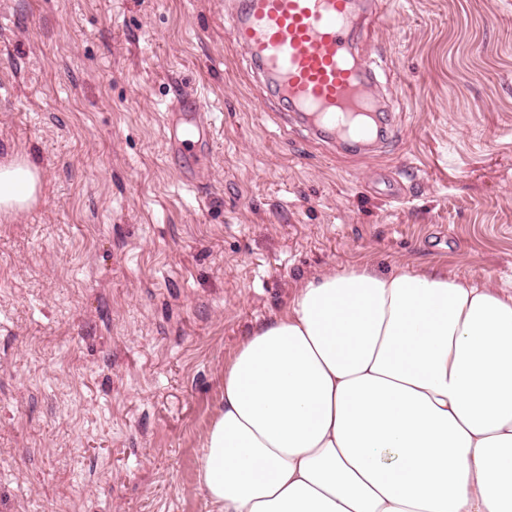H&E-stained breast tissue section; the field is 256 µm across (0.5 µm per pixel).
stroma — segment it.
Segmentation results:
<instances>
[{"label": "stroma", "instance_id": "35a3bbf8", "mask_svg": "<svg viewBox=\"0 0 512 512\" xmlns=\"http://www.w3.org/2000/svg\"><path fill=\"white\" fill-rule=\"evenodd\" d=\"M374 8L365 152L283 122L224 0H0V158L44 182L0 223V512H211L224 361L301 280L404 262L512 291V0ZM186 94L215 135L189 181L164 138Z\"/></svg>", "mask_w": 512, "mask_h": 512}]
</instances>
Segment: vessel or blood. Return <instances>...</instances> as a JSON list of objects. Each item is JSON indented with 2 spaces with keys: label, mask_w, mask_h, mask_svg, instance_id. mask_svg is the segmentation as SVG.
<instances>
[{
  "label": "vessel or blood",
  "mask_w": 512,
  "mask_h": 512,
  "mask_svg": "<svg viewBox=\"0 0 512 512\" xmlns=\"http://www.w3.org/2000/svg\"><path fill=\"white\" fill-rule=\"evenodd\" d=\"M232 37L312 136L370 141L385 110L358 42L375 23L372 0H234L225 13ZM167 122L171 152L201 158L213 129L196 97L177 100Z\"/></svg>",
  "instance_id": "vessel-or-blood-1"
}]
</instances>
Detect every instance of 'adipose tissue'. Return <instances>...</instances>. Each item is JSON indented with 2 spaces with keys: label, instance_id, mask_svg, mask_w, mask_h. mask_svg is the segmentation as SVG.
<instances>
[{
  "label": "adipose tissue",
  "instance_id": "ef3b65f1",
  "mask_svg": "<svg viewBox=\"0 0 512 512\" xmlns=\"http://www.w3.org/2000/svg\"><path fill=\"white\" fill-rule=\"evenodd\" d=\"M0 160V221L39 200ZM198 483L217 512H512V293L437 267L297 284L224 363Z\"/></svg>",
  "mask_w": 512,
  "mask_h": 512
}]
</instances>
